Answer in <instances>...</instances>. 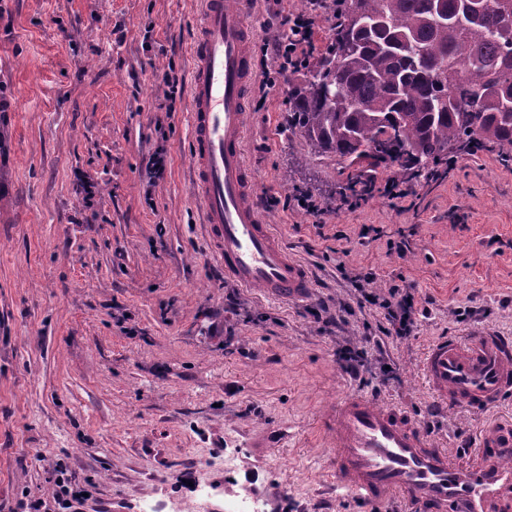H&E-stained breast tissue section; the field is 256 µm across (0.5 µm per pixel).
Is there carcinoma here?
I'll return each mask as SVG.
<instances>
[{
	"mask_svg": "<svg viewBox=\"0 0 512 512\" xmlns=\"http://www.w3.org/2000/svg\"><path fill=\"white\" fill-rule=\"evenodd\" d=\"M336 38L288 90V129L360 185L457 143L512 145V0H342ZM339 66L332 67L333 62Z\"/></svg>",
	"mask_w": 512,
	"mask_h": 512,
	"instance_id": "1",
	"label": "carcinoma"
}]
</instances>
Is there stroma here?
<instances>
[{"instance_id":"stroma-1","label":"stroma","mask_w":512,"mask_h":512,"mask_svg":"<svg viewBox=\"0 0 512 512\" xmlns=\"http://www.w3.org/2000/svg\"><path fill=\"white\" fill-rule=\"evenodd\" d=\"M308 5L253 0V59L279 33L274 12ZM198 19L197 0L0 5L11 103L0 112V512L50 498L61 463L87 494L81 512H224L245 489L266 512H372L332 478L323 417L337 397L403 406L458 462L482 429L512 423V398L435 412L421 371L439 338L512 336V171L500 148L413 179L406 202L374 194L350 208L336 195L350 170L280 127L298 74L259 109L255 68L245 157L257 202L314 288L304 301L243 290L225 280L191 195L188 101L160 110L163 72L190 80ZM159 147L168 165L155 180L146 161ZM298 191L323 214L286 205ZM350 272L372 273L367 291L433 303L409 336H385L381 309L342 313ZM369 336L385 349L369 352L373 375L351 380L336 350Z\"/></svg>"}]
</instances>
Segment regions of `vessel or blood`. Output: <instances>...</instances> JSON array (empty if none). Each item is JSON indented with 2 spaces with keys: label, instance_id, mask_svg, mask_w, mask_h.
Listing matches in <instances>:
<instances>
[{
  "label": "vessel or blood",
  "instance_id": "vessel-or-blood-1",
  "mask_svg": "<svg viewBox=\"0 0 512 512\" xmlns=\"http://www.w3.org/2000/svg\"><path fill=\"white\" fill-rule=\"evenodd\" d=\"M248 0H200L190 45L191 192L224 274L268 297L305 299L311 281L253 203L244 153L246 97L253 81ZM423 376L439 403L483 412L512 396V337L488 329L434 341ZM324 428L337 488L399 512H512V430L478 438L475 461L457 463L398 405L354 393L338 400Z\"/></svg>",
  "mask_w": 512,
  "mask_h": 512
}]
</instances>
